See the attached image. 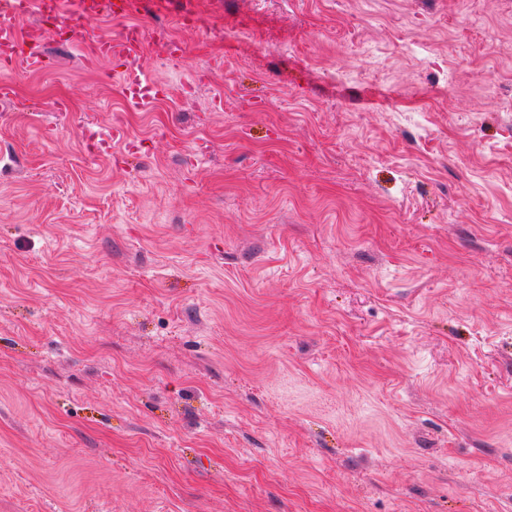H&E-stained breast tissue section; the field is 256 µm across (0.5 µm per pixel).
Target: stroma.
I'll return each mask as SVG.
<instances>
[{
    "label": "stroma",
    "mask_w": 512,
    "mask_h": 512,
    "mask_svg": "<svg viewBox=\"0 0 512 512\" xmlns=\"http://www.w3.org/2000/svg\"><path fill=\"white\" fill-rule=\"evenodd\" d=\"M195 10L10 74L0 512H512V0Z\"/></svg>",
    "instance_id": "1"
}]
</instances>
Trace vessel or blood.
I'll use <instances>...</instances> for the list:
<instances>
[{
	"mask_svg": "<svg viewBox=\"0 0 512 512\" xmlns=\"http://www.w3.org/2000/svg\"><path fill=\"white\" fill-rule=\"evenodd\" d=\"M138 7L137 0H114L107 10L102 9L99 0H0V65L12 68L22 63L32 69H46L50 66L42 50L46 33L60 29L71 40L89 36L93 39V59L120 62L127 103L130 108H138L158 95L156 85L148 81L141 65L145 38L150 35L162 45H171L168 30L158 27L148 35L139 25L130 24L114 39L92 35L94 23L131 16ZM23 19L29 25L22 30L18 24Z\"/></svg>",
	"mask_w": 512,
	"mask_h": 512,
	"instance_id": "1",
	"label": "vessel or blood"
}]
</instances>
